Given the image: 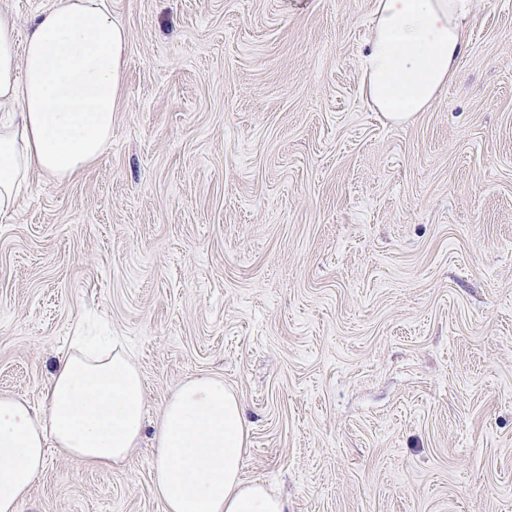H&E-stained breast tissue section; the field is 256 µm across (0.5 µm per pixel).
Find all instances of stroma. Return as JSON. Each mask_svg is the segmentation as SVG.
<instances>
[{"label": "stroma", "instance_id": "1", "mask_svg": "<svg viewBox=\"0 0 512 512\" xmlns=\"http://www.w3.org/2000/svg\"><path fill=\"white\" fill-rule=\"evenodd\" d=\"M108 3L110 151L0 214V396L42 407L89 319L145 436L112 468L48 449L17 512H164L152 434L201 373L290 512H512V0H475L407 122L363 94L374 0Z\"/></svg>", "mask_w": 512, "mask_h": 512}]
</instances>
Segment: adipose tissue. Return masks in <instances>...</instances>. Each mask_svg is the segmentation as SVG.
I'll return each mask as SVG.
<instances>
[{
  "mask_svg": "<svg viewBox=\"0 0 512 512\" xmlns=\"http://www.w3.org/2000/svg\"><path fill=\"white\" fill-rule=\"evenodd\" d=\"M474 0H375L365 95L394 121L423 111L456 74ZM0 11V213L32 174L69 180L102 158L122 93L127 33L105 0H53L23 42ZM61 358L42 408L0 398V512H17L48 447L86 466L125 462L144 430L145 383L116 346ZM248 429L222 378L199 375L163 405L152 491L164 512H288L286 498L242 477Z\"/></svg>",
  "mask_w": 512,
  "mask_h": 512,
  "instance_id": "adipose-tissue-1",
  "label": "adipose tissue"
}]
</instances>
